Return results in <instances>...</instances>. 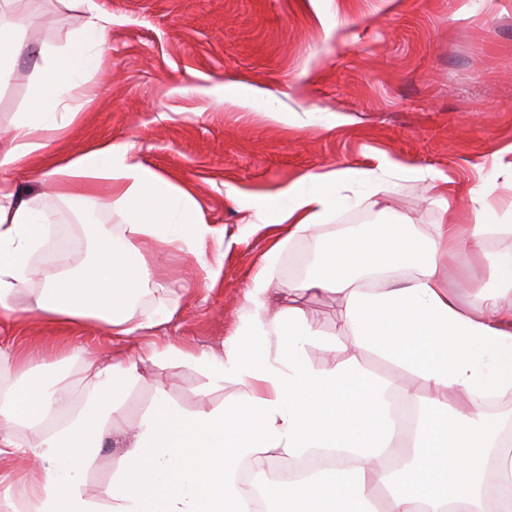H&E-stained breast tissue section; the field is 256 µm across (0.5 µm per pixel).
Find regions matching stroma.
<instances>
[{
  "label": "stroma",
  "instance_id": "35a3bbf8",
  "mask_svg": "<svg viewBox=\"0 0 512 512\" xmlns=\"http://www.w3.org/2000/svg\"><path fill=\"white\" fill-rule=\"evenodd\" d=\"M111 14L102 63L90 73L95 103L50 152L112 138L135 144L139 158L190 189L208 223L223 225L230 244L214 284L193 257L175 259L145 285L143 305L165 303L171 316L152 336L117 338L105 327L56 328L21 317L11 343L19 352L54 344L106 357L121 351L141 373L118 409L136 420L156 386L184 411L200 397L218 408L238 385L214 384L193 364L151 357L149 342L192 351L221 350L240 323L254 272L273 241L283 246L272 270L281 285L298 250L357 226L409 222L430 234L440 219L428 182L395 178L377 194L359 182L342 186L349 199L317 237L289 238L287 226L240 235L242 215L227 188L257 192L300 174L366 170L393 159L448 177L457 223L471 221V189L490 181L496 210L512 205V0H94ZM28 45L65 44L85 19L63 0H21ZM34 66L21 56L0 84V127L28 104ZM232 82L254 93L245 107L223 99ZM273 102L277 114L264 113ZM512 252V236L493 253L445 267L459 299L493 284L495 256ZM299 305L323 343L310 345L314 368L353 349L341 332L344 301L306 293ZM124 453L113 440L85 472L94 500Z\"/></svg>",
  "mask_w": 512,
  "mask_h": 512
}]
</instances>
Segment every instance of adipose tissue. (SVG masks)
<instances>
[{
  "mask_svg": "<svg viewBox=\"0 0 512 512\" xmlns=\"http://www.w3.org/2000/svg\"><path fill=\"white\" fill-rule=\"evenodd\" d=\"M17 2L0 0L1 82L27 49L13 21ZM80 2L87 7L83 24L66 46L36 49L38 78L29 103L0 129V329L25 313L51 324L101 325L116 337L142 336L164 321V307L140 304L152 267L178 251L213 277L207 248L223 245L224 229L205 221L190 190L142 162L132 142L107 139L48 157L50 140L96 98L85 75L98 69L112 25L92 0ZM19 168L68 204L121 216L116 231L100 222L85 225L93 257L78 274L36 269L50 226L36 198L18 190L12 173ZM351 176L345 169L309 172L273 195L234 200L247 216L245 229L284 224L289 237L302 238L345 204L339 186ZM355 176L378 191L394 176L435 189L444 181L436 170L395 161ZM493 192L489 183L472 190L469 224L454 223L449 200L439 196L440 221L427 237L416 225L392 223L338 234L321 246L301 280L282 287L287 315L269 318L265 296L282 248L274 243L251 280L245 317L222 350L197 354L169 345L158 351L193 363L215 384L240 385L239 397L219 408L203 403L184 412L160 386L150 411L127 429L117 402L141 377L132 358H79L64 349L58 363H45L13 356L0 341V370L11 374L0 382V465L17 456L26 460L20 494L28 512H94L85 468L116 432L125 452L105 491L107 512H250L249 492L236 476L240 462L259 466L269 451L298 456L312 448L347 451L353 462L266 484L273 512H370L382 488L386 512H484L483 490L490 485L499 512H512V451L499 447L500 426L449 403L457 390L475 401L512 396V252L498 254L495 285L477 293L476 306L459 304L443 276L444 265L486 253L512 235V206L496 211L489 203ZM399 268L412 269V276L388 288L359 285L364 276ZM36 276L41 288L17 309V295ZM305 292L343 298L356 354L326 369L310 365L307 348L320 333L297 304ZM273 339L283 343L274 356L266 350ZM362 349L414 377L399 390L402 401L419 408L413 455L389 468L379 465L393 440L386 386L360 364ZM72 362L79 365L74 379L58 369ZM58 411L63 421L46 427ZM21 429L36 431V439L18 440Z\"/></svg>",
  "mask_w": 512,
  "mask_h": 512,
  "instance_id": "obj_1",
  "label": "adipose tissue"
}]
</instances>
